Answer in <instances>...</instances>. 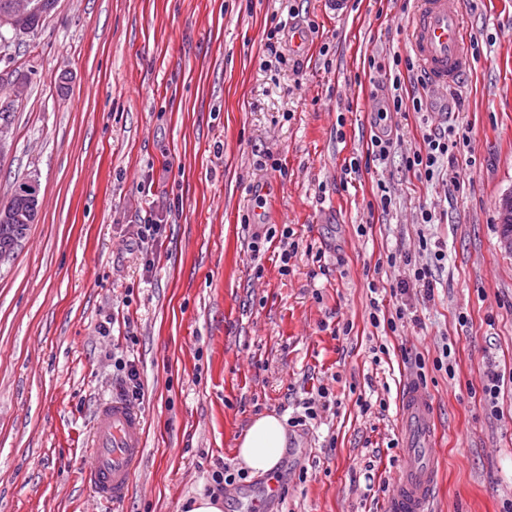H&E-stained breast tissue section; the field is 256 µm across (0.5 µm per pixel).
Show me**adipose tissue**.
<instances>
[{
    "label": "adipose tissue",
    "instance_id": "ef3b65f1",
    "mask_svg": "<svg viewBox=\"0 0 512 512\" xmlns=\"http://www.w3.org/2000/svg\"><path fill=\"white\" fill-rule=\"evenodd\" d=\"M288 446L282 418L262 414L254 418L238 440L237 458L251 475L273 472Z\"/></svg>",
    "mask_w": 512,
    "mask_h": 512
}]
</instances>
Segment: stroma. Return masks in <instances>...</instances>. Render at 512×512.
<instances>
[{"mask_svg":"<svg viewBox=\"0 0 512 512\" xmlns=\"http://www.w3.org/2000/svg\"><path fill=\"white\" fill-rule=\"evenodd\" d=\"M463 2L473 68L447 112L392 111L381 125L416 0H349L341 19L325 0H56L37 31L0 42V202L18 178L36 179L42 201L0 264V512H181L211 495L214 471H239L236 441L257 415L298 416L321 386L329 408L288 430L278 503L250 475L224 487V512H387L417 359L435 406V512H512V253L499 233L512 0ZM294 27L307 55L288 42ZM449 123L468 136L456 189L404 165ZM382 134L391 153L370 160ZM158 211L147 271L132 235ZM285 226L296 250L284 275L278 242L256 255L250 244ZM423 235L447 252L429 301L409 266L387 262ZM400 281L411 317L374 328L371 298L392 311ZM119 311L130 328L110 326ZM446 347L450 374L434 366ZM127 360L145 390V454L112 504L84 472L94 412L120 395Z\"/></svg>","mask_w":512,"mask_h":512,"instance_id":"35a3bbf8","label":"stroma"}]
</instances>
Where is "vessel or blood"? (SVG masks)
<instances>
[{"label": "vessel or blood", "mask_w": 512, "mask_h": 512, "mask_svg": "<svg viewBox=\"0 0 512 512\" xmlns=\"http://www.w3.org/2000/svg\"><path fill=\"white\" fill-rule=\"evenodd\" d=\"M462 9V0H419L411 23L410 49L426 87L443 104L449 87L459 85L471 66ZM400 416L403 461L394 477L389 510L430 512L437 477L435 420L431 397L416 378L404 383ZM91 446L87 477L94 492L105 501L126 499L144 451L140 412L118 399L101 402L91 426Z\"/></svg>", "instance_id": "vessel-or-blood-1"}]
</instances>
